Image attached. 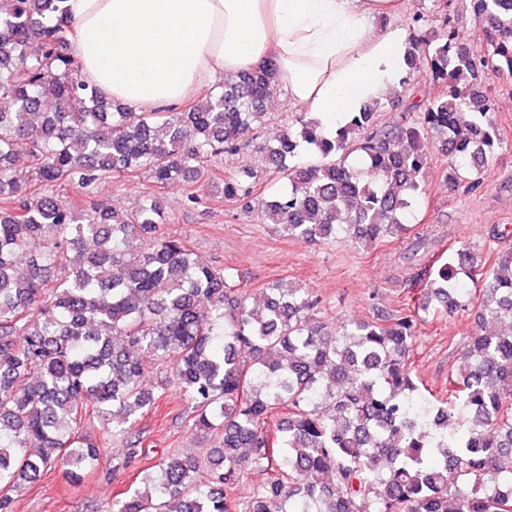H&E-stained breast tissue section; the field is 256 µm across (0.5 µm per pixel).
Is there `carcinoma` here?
<instances>
[{"mask_svg":"<svg viewBox=\"0 0 512 512\" xmlns=\"http://www.w3.org/2000/svg\"><path fill=\"white\" fill-rule=\"evenodd\" d=\"M469 2L480 54L448 22L408 40L409 67L445 81L442 97L380 130L372 102L329 138L300 118L267 146L288 187L252 202L227 177L224 197L290 236L370 244L407 230L430 146L451 159L448 188H477L500 144L484 86L512 75V0ZM66 3L0 0V512L59 465L83 482L100 456L83 434L92 413L125 440L121 466L135 462L132 430L172 386L192 429L220 433L207 476L167 453L112 512H512L501 493L512 488V247L492 259L449 250L407 279L418 303L385 319L331 328L291 285L249 305L232 272L164 231L160 198L121 218L57 190L116 175L197 182L262 125L275 66L226 74L177 112H132L81 78ZM302 145L319 161L292 162ZM470 306L499 332L469 337L448 397L424 395L410 362L420 324ZM147 357L171 368L152 388ZM252 469L266 479L243 505L236 488Z\"/></svg>","mask_w":512,"mask_h":512,"instance_id":"obj_1","label":"carcinoma"}]
</instances>
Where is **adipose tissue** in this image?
<instances>
[{
    "label": "adipose tissue",
    "mask_w": 512,
    "mask_h": 512,
    "mask_svg": "<svg viewBox=\"0 0 512 512\" xmlns=\"http://www.w3.org/2000/svg\"><path fill=\"white\" fill-rule=\"evenodd\" d=\"M81 75L138 111L175 110L217 76L272 59L289 99L335 133L398 86L401 0H69Z\"/></svg>",
    "instance_id": "obj_1"
}]
</instances>
